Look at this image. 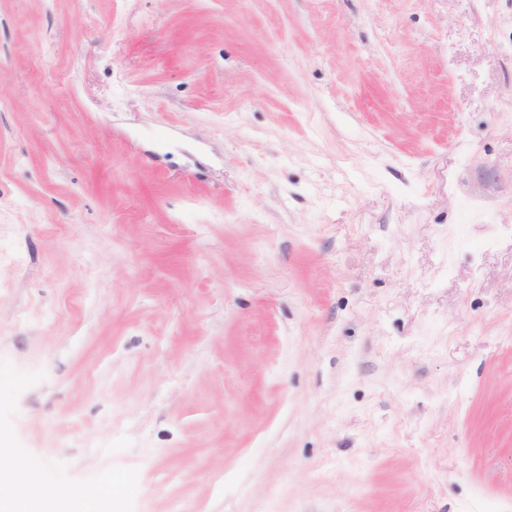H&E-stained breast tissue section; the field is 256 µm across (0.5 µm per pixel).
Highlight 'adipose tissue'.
Instances as JSON below:
<instances>
[{
  "instance_id": "1",
  "label": "adipose tissue",
  "mask_w": 512,
  "mask_h": 512,
  "mask_svg": "<svg viewBox=\"0 0 512 512\" xmlns=\"http://www.w3.org/2000/svg\"><path fill=\"white\" fill-rule=\"evenodd\" d=\"M94 494L84 488L68 491L62 500L44 498L26 460L0 434V512H61L72 505L89 506Z\"/></svg>"
}]
</instances>
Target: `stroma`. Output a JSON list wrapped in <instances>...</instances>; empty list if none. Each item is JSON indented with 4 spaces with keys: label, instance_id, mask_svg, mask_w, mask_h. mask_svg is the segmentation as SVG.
<instances>
[{
    "label": "stroma",
    "instance_id": "obj_1",
    "mask_svg": "<svg viewBox=\"0 0 512 512\" xmlns=\"http://www.w3.org/2000/svg\"><path fill=\"white\" fill-rule=\"evenodd\" d=\"M95 512H512V0H0V432Z\"/></svg>",
    "mask_w": 512,
    "mask_h": 512
}]
</instances>
